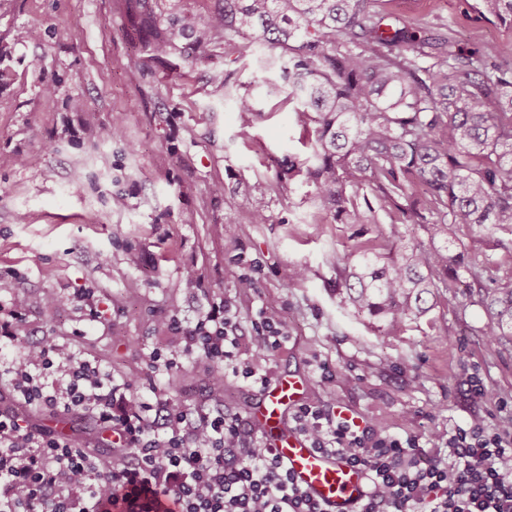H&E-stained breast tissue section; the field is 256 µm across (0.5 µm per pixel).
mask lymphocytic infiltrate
Masks as SVG:
<instances>
[{"label": "lymphocytic infiltrate", "instance_id": "obj_1", "mask_svg": "<svg viewBox=\"0 0 512 512\" xmlns=\"http://www.w3.org/2000/svg\"><path fill=\"white\" fill-rule=\"evenodd\" d=\"M256 332L260 355L244 344L237 312L222 300L185 331L181 350H152L148 364L167 370L201 353L214 366L212 386L232 376L264 387L288 336L273 311ZM27 333L21 303L0 312V343L21 348L0 365L17 402L0 410V512H325L244 417L187 408L164 394L131 400L128 383L53 339L26 344ZM34 405L92 414L112 433L108 482L76 437L32 430L26 410ZM292 420L312 448L368 473L372 489L358 512H512V421L399 437L368 418L337 414L332 403L300 405Z\"/></svg>", "mask_w": 512, "mask_h": 512}]
</instances>
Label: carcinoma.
<instances>
[{"label": "carcinoma", "mask_w": 512, "mask_h": 512, "mask_svg": "<svg viewBox=\"0 0 512 512\" xmlns=\"http://www.w3.org/2000/svg\"><path fill=\"white\" fill-rule=\"evenodd\" d=\"M159 0H137L153 30L151 59L194 38L192 61L219 48L236 64L264 45L253 85L285 94L312 132L305 155L288 154L279 178L301 181L330 224L389 223L361 243L341 273V302L389 336L418 324L468 275L494 343L512 336V268L485 276L489 257L469 253L458 232L490 224L512 235V66L463 52L454 37L426 38L386 24L377 0H215L205 22L184 11L178 28L158 22ZM487 17L512 23V0H480ZM224 71V97L242 119L255 111ZM418 224L430 243L409 242Z\"/></svg>", "instance_id": "cac0c4a2"}]
</instances>
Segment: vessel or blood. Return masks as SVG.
<instances>
[{
    "label": "vessel or blood",
    "instance_id": "b4317fda",
    "mask_svg": "<svg viewBox=\"0 0 512 512\" xmlns=\"http://www.w3.org/2000/svg\"><path fill=\"white\" fill-rule=\"evenodd\" d=\"M304 384L295 377L282 378L269 385L252 413L261 435L274 447L286 464L294 484L330 512H352L366 491L364 471L336 455L311 448L296 431H282L285 412L303 400Z\"/></svg>",
    "mask_w": 512,
    "mask_h": 512
}]
</instances>
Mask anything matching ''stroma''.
Returning <instances> with one entry per match:
<instances>
[{
    "label": "stroma",
    "mask_w": 512,
    "mask_h": 512,
    "mask_svg": "<svg viewBox=\"0 0 512 512\" xmlns=\"http://www.w3.org/2000/svg\"><path fill=\"white\" fill-rule=\"evenodd\" d=\"M378 8L426 35L452 31L464 50L512 55V25L486 18L478 0ZM30 28L36 39H20ZM150 39L132 0H0V306L24 300L29 341L70 344L140 395L177 388L183 403L247 418L261 388L231 377L213 394L207 360L158 375L146 367L152 349L181 348L172 318L190 324L224 298L249 337L263 311L279 313L288 341L273 372L302 379L306 402L336 401L401 436L512 417V342H488L476 295H449L399 335L374 331L336 288L340 259L379 227L318 222L306 186L277 181L283 156L305 151L291 105L259 99L242 129L224 98L223 57L192 64L184 39L152 63ZM255 209L266 223H249ZM188 266L200 281L192 290L179 285ZM298 266L307 279H294ZM51 290L68 304L48 309ZM84 291L97 313L77 300ZM322 363L337 383L320 380ZM28 415L111 461L92 416Z\"/></svg>",
    "instance_id": "35a3bbf8"
}]
</instances>
